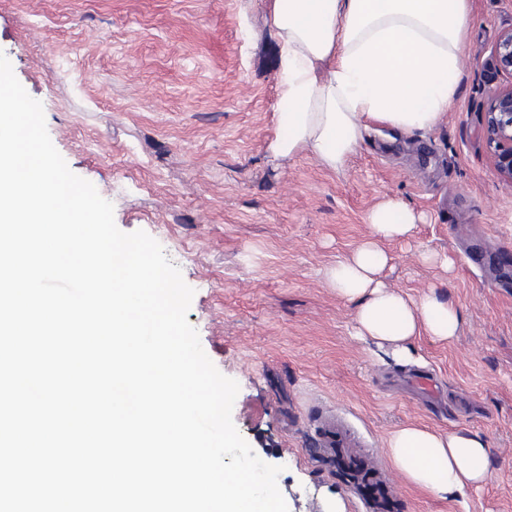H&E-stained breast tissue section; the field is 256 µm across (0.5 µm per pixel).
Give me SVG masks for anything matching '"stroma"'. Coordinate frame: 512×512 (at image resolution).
Instances as JSON below:
<instances>
[{
  "label": "stroma",
  "instance_id": "obj_1",
  "mask_svg": "<svg viewBox=\"0 0 512 512\" xmlns=\"http://www.w3.org/2000/svg\"><path fill=\"white\" fill-rule=\"evenodd\" d=\"M453 110L431 131L371 127L344 173L273 159L280 43L267 0H0V53L43 105L70 170L145 231L194 296L187 314L236 380L233 423L281 466L289 512H512V183L485 145L492 48L512 0H471ZM421 214L386 243L389 285L437 288L463 317L404 364L354 334L324 272L368 235L385 198ZM452 256L454 275L423 253ZM346 443L326 447L328 423ZM405 424L484 436L492 478L448 500L387 458Z\"/></svg>",
  "mask_w": 512,
  "mask_h": 512
}]
</instances>
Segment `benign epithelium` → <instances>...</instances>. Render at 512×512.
<instances>
[{
	"label": "benign epithelium",
	"mask_w": 512,
	"mask_h": 512,
	"mask_svg": "<svg viewBox=\"0 0 512 512\" xmlns=\"http://www.w3.org/2000/svg\"><path fill=\"white\" fill-rule=\"evenodd\" d=\"M492 56L498 71L512 77V29L503 32ZM486 150L498 176L512 183V82L490 93V105L483 114Z\"/></svg>",
	"instance_id": "benign-epithelium-1"
}]
</instances>
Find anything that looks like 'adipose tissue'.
Returning <instances> with one entry per match:
<instances>
[{"instance_id": "adipose-tissue-1", "label": "adipose tissue", "mask_w": 512, "mask_h": 512, "mask_svg": "<svg viewBox=\"0 0 512 512\" xmlns=\"http://www.w3.org/2000/svg\"><path fill=\"white\" fill-rule=\"evenodd\" d=\"M470 10V0H269L288 106L271 153L308 151L336 173L360 149L369 121L402 133L434 129L456 96ZM367 222L369 236L326 272L355 307L356 336L402 361L419 336L452 341L463 322L452 302L433 289L407 295L383 278L386 242L410 237L417 215L389 198ZM387 450L408 482L441 499L490 476L488 444L468 430L405 425L390 433Z\"/></svg>"}]
</instances>
